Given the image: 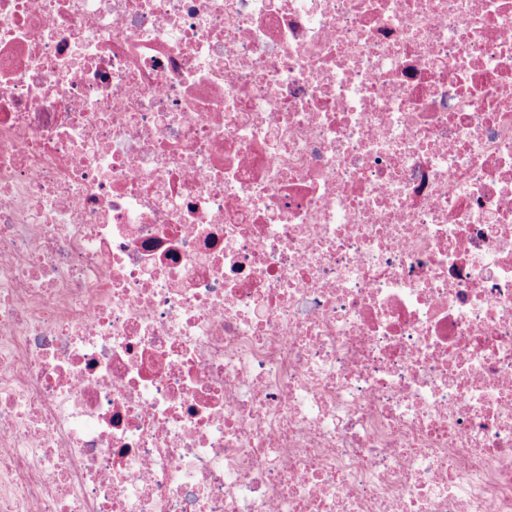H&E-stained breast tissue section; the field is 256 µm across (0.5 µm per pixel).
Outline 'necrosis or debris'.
Instances as JSON below:
<instances>
[{
	"label": "necrosis or debris",
	"instance_id": "obj_1",
	"mask_svg": "<svg viewBox=\"0 0 512 512\" xmlns=\"http://www.w3.org/2000/svg\"><path fill=\"white\" fill-rule=\"evenodd\" d=\"M0 512H512V0H0Z\"/></svg>",
	"mask_w": 512,
	"mask_h": 512
}]
</instances>
